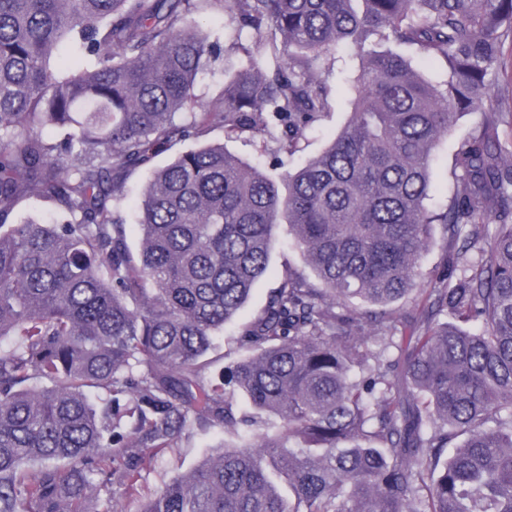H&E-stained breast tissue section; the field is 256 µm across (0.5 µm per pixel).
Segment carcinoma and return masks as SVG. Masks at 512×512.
<instances>
[{"label":"carcinoma","instance_id":"obj_1","mask_svg":"<svg viewBox=\"0 0 512 512\" xmlns=\"http://www.w3.org/2000/svg\"><path fill=\"white\" fill-rule=\"evenodd\" d=\"M211 9L253 44L201 105L224 49L192 18ZM508 40L512 0H0V343L20 337L0 346V512H116L111 476L133 494L145 465L129 449L195 421L224 444L138 512H512L511 111L484 113L455 196L426 205L431 153ZM349 43L352 112L318 156L273 178L221 143L179 153L151 170L131 251L132 171L215 128L293 155ZM62 45L77 69L56 67ZM28 197L55 222L14 220ZM281 224L317 283L285 278L209 384ZM434 224L461 246L425 281ZM414 291L409 319L392 305ZM224 62L205 71L197 84V94L203 103L215 99L224 88ZM146 175L145 170L138 169L134 171L126 178L118 193L120 198L119 210L128 224V244L133 252H136L140 246V233L135 224V216ZM234 331L233 326H227L224 329V337L218 339L216 348L209 353L208 358L213 362L205 374L208 383H218L222 380L224 367L230 362V359H226L224 355L234 348L233 344L227 342V336H231Z\"/></svg>","mask_w":512,"mask_h":512}]
</instances>
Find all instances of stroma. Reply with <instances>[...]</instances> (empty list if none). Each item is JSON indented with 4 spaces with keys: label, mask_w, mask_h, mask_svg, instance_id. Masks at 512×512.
I'll list each match as a JSON object with an SVG mask.
<instances>
[{
    "label": "stroma",
    "mask_w": 512,
    "mask_h": 512,
    "mask_svg": "<svg viewBox=\"0 0 512 512\" xmlns=\"http://www.w3.org/2000/svg\"><path fill=\"white\" fill-rule=\"evenodd\" d=\"M358 61L353 49L338 51L334 58L324 60L321 75L326 78L329 88V110L315 130L309 133L300 151L289 157L288 165L297 168L317 156L346 124L352 110L355 90L352 81L357 73ZM512 99V79L500 74L491 80L490 95L482 109L460 117L450 128L447 136L434 152L432 160L429 207H443L456 192L453 176L456 152L463 140L480 130L486 111L495 109L500 100ZM208 138L213 142L226 144L227 148L253 164L261 166L268 173H275L276 160L270 146L261 138L245 133L235 138H226L223 129L212 130ZM146 179L145 170L131 173L119 191V210L127 222L128 244L131 250H138L140 233L135 223L139 199ZM288 275L311 277L312 271L302 252L291 245L287 226H280L278 240L271 253L267 273L255 284L252 296L240 311L237 320L245 323L253 320L265 307L272 292ZM224 440V429L220 426L196 425L185 431L170 448L164 450L143 472V484L148 491H155L163 484L178 478L210 450Z\"/></svg>",
    "instance_id": "35a3bbf8"
}]
</instances>
